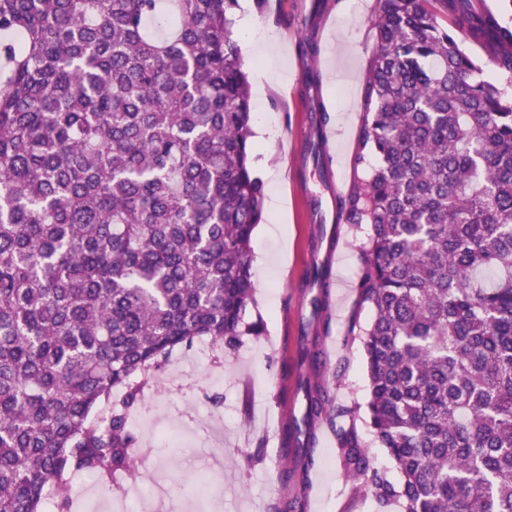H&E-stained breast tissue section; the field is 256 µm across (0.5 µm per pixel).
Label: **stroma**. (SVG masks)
Segmentation results:
<instances>
[{"label": "stroma", "mask_w": 512, "mask_h": 512, "mask_svg": "<svg viewBox=\"0 0 512 512\" xmlns=\"http://www.w3.org/2000/svg\"><path fill=\"white\" fill-rule=\"evenodd\" d=\"M313 0H267L254 10L255 22L242 30L249 78L273 76L266 93L253 99V122H271L275 137L256 140L254 168L266 196L284 195L288 210L280 218L264 215L252 240L256 313L264 320L259 336L241 337L233 347H212L200 357L197 344L172 351L130 417L153 413L152 426H137L134 453L139 482L149 495L138 512H275L285 490L280 473L284 448L267 436L282 423L283 393H296L305 374L298 352L301 329L313 319L314 289L306 282L326 242L317 226L322 211L336 200L313 162L307 136L311 102L305 92L307 70H317L319 97L330 115L323 148L333 178L350 182L356 134L362 120V86L374 42L375 0H328L331 28L316 27L317 51L301 56V20ZM280 50H262L269 40ZM335 249L329 288L327 327L320 343L330 357L321 378L336 403L366 404V359L359 337L349 335L353 321L367 323L370 312H356L355 283L363 233L343 225ZM166 434L165 451L155 447ZM313 470L320 475L316 512H378L371 498L355 494L336 460V428L317 433Z\"/></svg>", "instance_id": "35a3bbf8"}]
</instances>
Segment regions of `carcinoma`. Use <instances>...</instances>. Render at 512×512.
<instances>
[{
  "label": "carcinoma",
  "mask_w": 512,
  "mask_h": 512,
  "mask_svg": "<svg viewBox=\"0 0 512 512\" xmlns=\"http://www.w3.org/2000/svg\"><path fill=\"white\" fill-rule=\"evenodd\" d=\"M236 2L0 0V512L69 502L75 469L136 479L112 397L196 337L263 333ZM479 2L377 0L336 200L367 229L366 417L401 481L351 424L337 460L381 509L512 512V26ZM301 356L319 371L318 337ZM304 388V421L358 417Z\"/></svg>",
  "instance_id": "cac0c4a2"
}]
</instances>
